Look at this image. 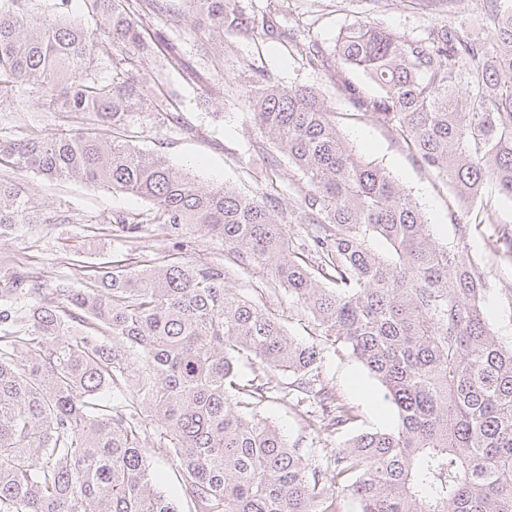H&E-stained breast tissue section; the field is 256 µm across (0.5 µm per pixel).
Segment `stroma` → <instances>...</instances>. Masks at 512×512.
<instances>
[{"label":"stroma","instance_id":"35a3bbf8","mask_svg":"<svg viewBox=\"0 0 512 512\" xmlns=\"http://www.w3.org/2000/svg\"><path fill=\"white\" fill-rule=\"evenodd\" d=\"M288 5L328 51L333 50L343 29L362 21L411 36L424 35L442 24L475 33L480 22L479 0H439L428 8L414 0H288ZM158 26L179 41L188 70L168 77L177 93L175 120L154 112L129 116L120 135L132 146L165 155L174 168L188 172L203 188L227 185L248 196L274 188L280 193L283 210L297 209L299 202L288 185L299 180V171L282 153L254 150L267 136L254 123L245 94L248 76L260 70L268 81L284 88H316L333 110L348 146L384 168L418 203L436 242L455 245L453 224L462 214L457 198L434 173L420 166L386 124L352 103L344 83H356L369 95L376 92L361 72L335 59L326 67H310L258 28L247 34L210 35V48L204 54L190 34V15L159 21ZM86 123L85 115L55 111L50 98L26 84L0 100V137L5 139L32 133L46 136L63 128L77 130ZM11 177L25 186L39 209L50 214L65 211L73 220L68 224H20L0 234V280L17 270L39 277L47 287L61 276L80 287L98 267L115 259L145 260L156 266L177 259L213 264L227 261L222 238L195 224L153 223V206L143 199L76 181L51 182L31 171H15ZM129 214L142 218L139 230L132 233L115 222L116 217ZM229 284L241 296L278 315L287 333L321 348L318 378L333 387L354 416L342 433L322 436L323 444L333 448L353 434L396 425V411L385 400L380 384L349 351L319 336L287 290L270 284L261 272L238 266L233 267ZM259 413L278 425L287 439L299 441L305 448L311 446L313 433L305 407L274 397L260 406ZM141 439L157 485L177 512H190L174 463L169 454L158 450L154 430H147Z\"/></svg>","mask_w":512,"mask_h":512}]
</instances>
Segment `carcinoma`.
Segmentation results:
<instances>
[{
    "label": "carcinoma",
    "mask_w": 512,
    "mask_h": 512,
    "mask_svg": "<svg viewBox=\"0 0 512 512\" xmlns=\"http://www.w3.org/2000/svg\"><path fill=\"white\" fill-rule=\"evenodd\" d=\"M34 2L0 0V97L24 81L96 127L0 139V166L140 196L158 223L224 238L234 265L269 273L319 335L367 369L398 422L325 449V465L257 413L281 372L295 377L288 394L318 405L311 431L353 422L315 378L316 345L233 292L225 265L118 260L85 288L57 279L56 302L24 317L0 304V512H177L139 444L146 417L193 512H339L342 493L358 512H512V340L488 327L490 283L465 254L482 227L486 247L512 264V230L484 195L491 184L512 199V0H483L487 37L442 25L417 38L359 22L336 40L338 60L378 88L349 86L354 102L462 202L452 249L384 169L352 153L312 87L280 88L259 72L247 93L255 123L302 173L291 186L300 206L290 222L306 225L297 247L274 195L204 189L163 155L107 136L133 112L172 108L165 75L183 69L182 51L150 23L179 14L177 3L84 0L99 20L89 30L66 19L71 0L42 11ZM184 2L201 29H254L236 0ZM280 2L262 15L265 35L327 64L310 31L281 29ZM155 47L162 70L149 96L139 63ZM51 220L68 216L45 215L0 178V230ZM42 292L19 275L0 297ZM242 361L263 377L241 381Z\"/></svg>",
    "instance_id": "cac0c4a2"
}]
</instances>
